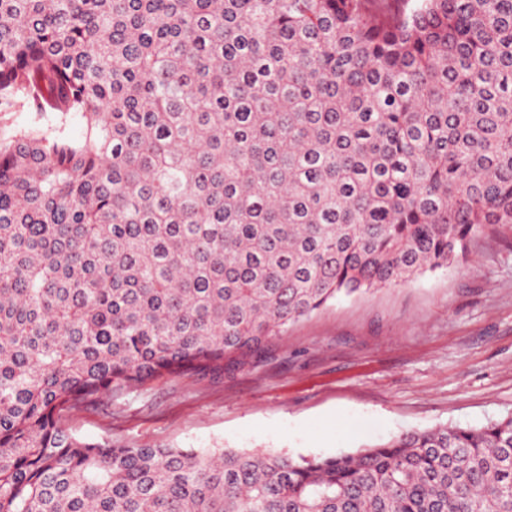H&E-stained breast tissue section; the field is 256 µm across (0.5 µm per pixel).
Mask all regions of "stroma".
<instances>
[{
  "label": "stroma",
  "instance_id": "stroma-1",
  "mask_svg": "<svg viewBox=\"0 0 512 512\" xmlns=\"http://www.w3.org/2000/svg\"><path fill=\"white\" fill-rule=\"evenodd\" d=\"M512 415V229L411 283L339 297L223 374L149 380L66 408L87 442L331 455Z\"/></svg>",
  "mask_w": 512,
  "mask_h": 512
}]
</instances>
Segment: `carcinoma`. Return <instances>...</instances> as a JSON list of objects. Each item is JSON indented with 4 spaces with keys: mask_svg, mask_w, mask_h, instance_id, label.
<instances>
[{
    "mask_svg": "<svg viewBox=\"0 0 512 512\" xmlns=\"http://www.w3.org/2000/svg\"><path fill=\"white\" fill-rule=\"evenodd\" d=\"M0 0V512H512V416L354 453L86 442L512 226V0ZM86 128L65 134L68 118Z\"/></svg>",
    "mask_w": 512,
    "mask_h": 512,
    "instance_id": "carcinoma-1",
    "label": "carcinoma"
}]
</instances>
